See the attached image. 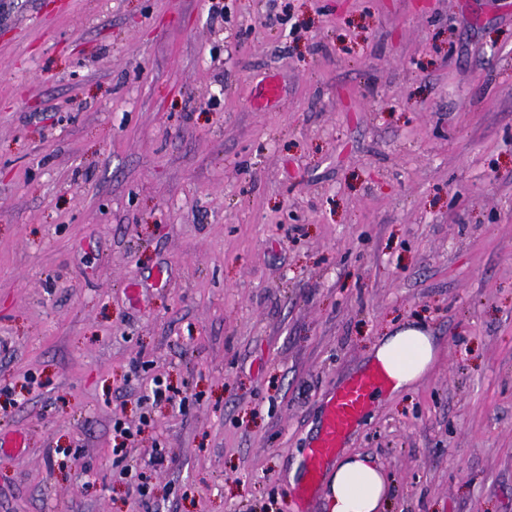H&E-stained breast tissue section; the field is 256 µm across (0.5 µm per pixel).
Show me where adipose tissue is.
<instances>
[{"mask_svg": "<svg viewBox=\"0 0 512 512\" xmlns=\"http://www.w3.org/2000/svg\"><path fill=\"white\" fill-rule=\"evenodd\" d=\"M437 349L424 325L407 323L380 337L371 355L384 365L394 390L408 388L432 365ZM389 493V481L382 468L367 455L341 457L326 479L328 512H381Z\"/></svg>", "mask_w": 512, "mask_h": 512, "instance_id": "ef3b65f1", "label": "adipose tissue"}]
</instances>
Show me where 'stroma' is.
Instances as JSON below:
<instances>
[{
  "label": "stroma",
  "instance_id": "obj_1",
  "mask_svg": "<svg viewBox=\"0 0 512 512\" xmlns=\"http://www.w3.org/2000/svg\"><path fill=\"white\" fill-rule=\"evenodd\" d=\"M211 2L0 0V512H291L408 321L345 453L512 512V0ZM436 353L432 336L418 323L401 325L377 340L371 355L381 364L348 378L323 406L322 428L306 450L300 480L292 490L293 512H307L322 489L325 474L335 465L326 479L327 512H379L383 508L389 481L382 468L369 455L338 458L345 440L371 407L373 393L392 379L393 391L408 388L428 371Z\"/></svg>",
  "mask_w": 512,
  "mask_h": 512
}]
</instances>
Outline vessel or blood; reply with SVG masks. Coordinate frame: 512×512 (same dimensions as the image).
<instances>
[{
    "label": "vessel or blood",
    "instance_id": "obj_1",
    "mask_svg": "<svg viewBox=\"0 0 512 512\" xmlns=\"http://www.w3.org/2000/svg\"><path fill=\"white\" fill-rule=\"evenodd\" d=\"M391 381L377 364L348 378L329 397L322 409V428L306 450L301 477L292 491V512H307L323 486V478L335 466L349 434L360 425L373 403V394Z\"/></svg>",
    "mask_w": 512,
    "mask_h": 512
}]
</instances>
